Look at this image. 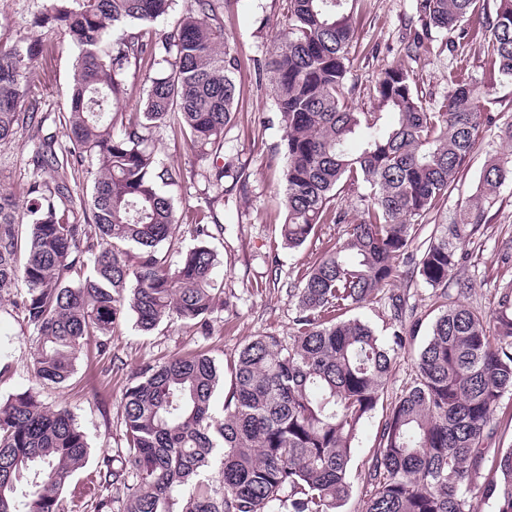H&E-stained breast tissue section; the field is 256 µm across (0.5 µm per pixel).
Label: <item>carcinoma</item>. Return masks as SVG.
Masks as SVG:
<instances>
[{"mask_svg": "<svg viewBox=\"0 0 512 512\" xmlns=\"http://www.w3.org/2000/svg\"><path fill=\"white\" fill-rule=\"evenodd\" d=\"M45 2L31 22L37 35L0 47V145L49 119L62 130L42 136L31 156L47 177L21 198L0 187V291L17 288L11 304L34 335L37 383L61 386L91 339L111 355L110 338L130 315L145 334L175 320L210 335L224 308L222 262L209 244L220 224L196 215L197 244L168 262L162 244L180 224L163 187L181 170L160 166L151 143L170 129L213 158L208 179L221 185L239 91L224 0H186L159 41L148 28L169 18L175 0ZM356 2L288 0V33L271 51L284 130L282 242L300 248L323 224L341 229L297 271L291 341L258 336L228 366L191 352L139 368L123 397L126 451L103 460L84 489L93 512H342L359 430L407 337L397 332L388 345L341 315L402 274L448 296L464 247L493 223L491 204L512 180V122L498 126L511 149L490 155L475 192L449 223L433 225L421 252L409 249L496 124L488 89L512 78V0H497L493 17L483 0H416L408 56L419 59L435 33L450 49L485 40L487 90L451 70L435 107L413 71L394 64L373 88L371 112L352 106L345 86ZM56 39L76 55L65 108L51 119L38 115L32 71ZM140 73V109L126 120L114 105ZM362 187L352 220L336 200ZM415 367L379 426L365 512H475L473 486L496 512H512V448L492 450L495 413L512 391V278L491 309L445 306ZM89 456L67 408L44 405L33 387L0 399V512H65L64 493Z\"/></svg>", "mask_w": 512, "mask_h": 512, "instance_id": "cac0c4a2", "label": "carcinoma"}]
</instances>
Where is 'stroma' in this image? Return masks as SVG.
<instances>
[{"label": "stroma", "instance_id": "stroma-1", "mask_svg": "<svg viewBox=\"0 0 512 512\" xmlns=\"http://www.w3.org/2000/svg\"><path fill=\"white\" fill-rule=\"evenodd\" d=\"M43 4L44 0H0V44L28 33L33 15ZM414 9L415 0H359L356 38L346 80L358 109L371 110L370 93L382 70L406 61L407 23ZM287 29L288 0H224V34L239 58L235 81L240 101L235 123L224 131L226 176L222 185L208 183L210 162L195 158L169 131H160L156 137L155 153L160 165L180 167L186 173L184 181L167 189L182 224L176 238L164 244L163 249L174 260L193 246V212L205 207L207 200H214V214L224 226L223 234L217 235L213 245L223 261L226 305L215 313L214 331L206 338L175 321L162 323L144 334L135 329L132 320H125L111 339V358H102L95 345H88L63 387L42 389L43 401L67 407L88 437L89 463L74 477L69 495L78 494L86 482L96 477L104 458L124 452L123 395L129 376L144 362L203 350L224 363L253 337L274 333L286 339L293 331L296 308L289 288L297 270L311 260L312 249H289L279 240L278 227L285 217L281 205L283 156L279 151L283 128L276 113L271 73L258 64ZM482 52V47L471 44L448 50L445 37L440 34L419 61L409 64L423 92L438 103L447 88L449 68L467 69L472 82L484 86ZM73 62L74 52L66 43L57 41L44 46L35 61L34 79L49 83L52 91L40 97L41 111L54 113L63 108ZM38 138L37 128L27 127L18 130L12 142L0 145L1 186L18 195L23 193L36 175L30 157ZM502 148L493 132H482L461 181L441 205L439 221L453 217L461 198L474 191L490 153ZM493 210L494 223L470 245L471 258L457 272L458 277L471 281L469 293L461 297L452 290L443 298L420 279L403 276L382 288L372 303L355 309L354 317L368 322L380 338L390 339L399 324L390 316L388 298L394 293L405 295L416 318L422 321L417 337L422 343L442 300L460 299L473 307L490 308L507 274L497 260L502 253L512 252V181L501 186ZM34 347L12 310L9 296H1L0 366L6 369L0 375L1 398L33 385ZM382 415V410H375L359 431L349 467L351 495L346 512L365 510L364 474L375 451Z\"/></svg>", "mask_w": 512, "mask_h": 512}]
</instances>
